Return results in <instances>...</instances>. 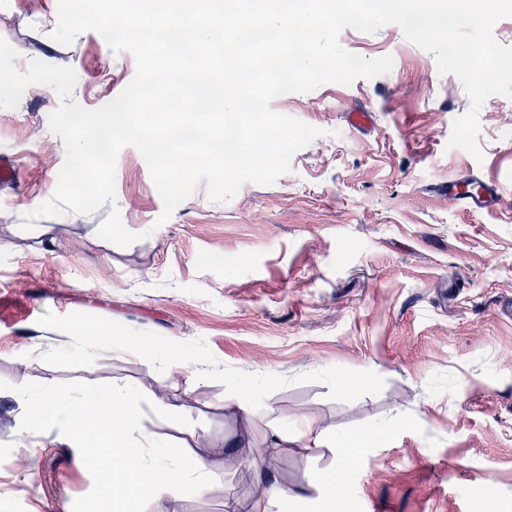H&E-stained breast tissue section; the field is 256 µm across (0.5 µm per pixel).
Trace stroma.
<instances>
[{"instance_id":"35a3bbf8","label":"stroma","mask_w":512,"mask_h":512,"mask_svg":"<svg viewBox=\"0 0 512 512\" xmlns=\"http://www.w3.org/2000/svg\"><path fill=\"white\" fill-rule=\"evenodd\" d=\"M57 8L0 0V38L18 69L73 68L74 100L99 108L133 79L134 57L93 30L56 43ZM340 43L393 68L275 98L274 111L322 136L273 184L244 183L227 202L197 187L164 222L132 146L117 156L114 206L37 215L65 159L48 125L60 99L33 85L0 107V163L13 171L0 180V512H94L101 500L94 451L42 442L25 395L149 388L176 363L178 427L148 401L140 427L181 460L179 430L192 429L212 480L140 512H224L263 483L284 494L271 512H512V321L500 314L512 303V213H466L442 191L486 177L512 204V99L482 104L478 160L447 146L471 101L433 54L395 25L347 28ZM352 112L369 125H351ZM114 208L142 240L99 237ZM233 396L249 418L225 407ZM304 419L324 430L322 451L268 456ZM228 452L242 454L237 468ZM341 457L356 465L324 497L314 479Z\"/></svg>"}]
</instances>
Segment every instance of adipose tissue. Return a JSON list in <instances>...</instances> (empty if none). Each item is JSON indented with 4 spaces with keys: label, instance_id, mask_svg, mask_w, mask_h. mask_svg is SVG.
Instances as JSON below:
<instances>
[{
    "label": "adipose tissue",
    "instance_id": "obj_1",
    "mask_svg": "<svg viewBox=\"0 0 512 512\" xmlns=\"http://www.w3.org/2000/svg\"><path fill=\"white\" fill-rule=\"evenodd\" d=\"M143 396V390L138 388H114L99 393L65 389L28 401V409L38 419L45 436L72 450L86 443L77 431L85 414L110 415L111 429L93 440L105 512H130L134 504L149 496L200 494L211 479L204 457L177 466L153 437L139 435Z\"/></svg>",
    "mask_w": 512,
    "mask_h": 512
}]
</instances>
